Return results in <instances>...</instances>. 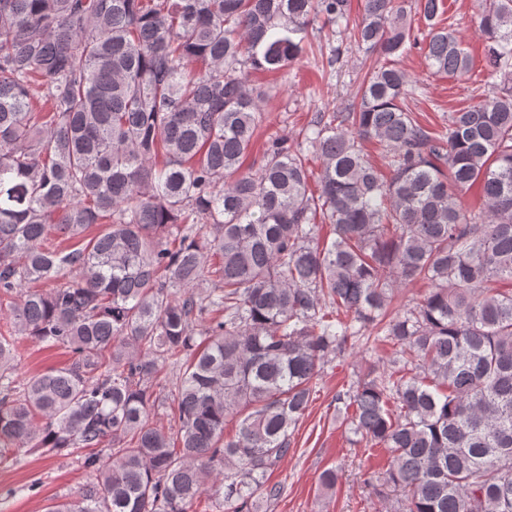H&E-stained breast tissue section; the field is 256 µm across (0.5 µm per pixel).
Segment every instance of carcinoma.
<instances>
[{
	"label": "carcinoma",
	"instance_id": "obj_1",
	"mask_svg": "<svg viewBox=\"0 0 512 512\" xmlns=\"http://www.w3.org/2000/svg\"><path fill=\"white\" fill-rule=\"evenodd\" d=\"M478 7L500 82L432 131L399 61L469 73L442 0H417L421 39L401 0L355 21L351 0H0V457L75 453L95 474L47 512H195L207 494L261 512L313 381L370 335L393 356L336 403L388 451L406 512H512V0ZM348 26L379 59L354 101L242 170L251 73ZM53 232L80 245L44 247ZM415 281L431 289L389 314ZM19 336L71 363L18 376ZM165 365L172 433L151 419Z\"/></svg>",
	"mask_w": 512,
	"mask_h": 512
}]
</instances>
